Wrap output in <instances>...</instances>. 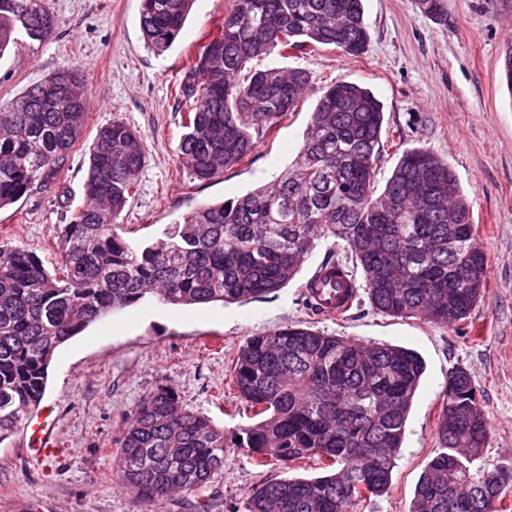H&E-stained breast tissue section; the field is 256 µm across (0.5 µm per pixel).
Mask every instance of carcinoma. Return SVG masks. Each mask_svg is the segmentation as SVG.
I'll return each mask as SVG.
<instances>
[{"label": "carcinoma", "mask_w": 512, "mask_h": 512, "mask_svg": "<svg viewBox=\"0 0 512 512\" xmlns=\"http://www.w3.org/2000/svg\"><path fill=\"white\" fill-rule=\"evenodd\" d=\"M194 0H141L146 47L161 54L180 35ZM56 18L45 0H0V58L23 34L47 40ZM215 33L175 79L186 112L178 150L205 181L249 156L257 140L303 99L300 68L256 69L273 52L296 57L332 46L349 56L369 42L362 0H231ZM83 73L63 67L0 106V208L48 182L77 145L87 118ZM384 107L357 83L330 84L311 112L293 163L240 197L202 203L134 243L117 220L146 162L143 135L103 125L90 149L87 202L54 238L52 273L32 251L0 241V435L39 407L59 347L102 318L147 302L190 306L250 302L283 288L314 248L333 240L325 265L356 279L370 305L394 318L453 327L486 287V257L472 206L448 163L404 150L378 190ZM425 362L389 343H357L299 325L248 337L234 386L253 423L227 433L160 385L131 411L115 454L120 483L148 504L201 492L224 469L228 448L286 469L315 459L323 473L283 478L248 493L233 512H353L358 489L381 497ZM467 371L448 376L438 423L443 451L425 466L410 512H491L512 491V468H472L488 445V420Z\"/></svg>", "instance_id": "carcinoma-1"}]
</instances>
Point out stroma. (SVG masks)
<instances>
[{
  "label": "stroma",
  "instance_id": "obj_1",
  "mask_svg": "<svg viewBox=\"0 0 512 512\" xmlns=\"http://www.w3.org/2000/svg\"><path fill=\"white\" fill-rule=\"evenodd\" d=\"M46 3L56 29L42 43L18 36L0 57V105L74 65L87 80L88 117L54 179L35 183L28 195L0 209V240L57 268L54 228L85 203L89 149L98 128L115 120L140 130L146 142V163L119 218L130 238H143L199 204L243 195L294 160L317 90L343 78L376 94L385 129L405 130V147L427 148L454 170L472 202L474 236L487 257L486 287L457 327L384 316L366 301L341 319L315 314L301 298L334 250L324 241L285 288L267 297L136 306L111 315L63 345L49 368L43 403L52 409L58 457L31 462L26 426L0 440V512H193V495L145 506L120 485L114 457L127 417L165 384L186 408L225 431L249 424L232 379L238 349L249 336L300 322L358 342L401 345L426 363L390 489L358 501L354 512H409L421 473L441 450L437 426L448 375L457 368L471 376L489 423L480 466H512V94L501 81L502 53L512 41V0H443L437 16L424 13L418 0H364L370 36L364 54L327 48L298 58H259L260 69H304L312 92L247 158L206 181L192 179L178 153L185 114L170 87L207 43L230 0H196L179 38L160 54L141 38L140 0ZM287 475L282 466L258 467L238 449H227L223 470L204 491L210 512H230L252 488Z\"/></svg>",
  "mask_w": 512,
  "mask_h": 512
}]
</instances>
